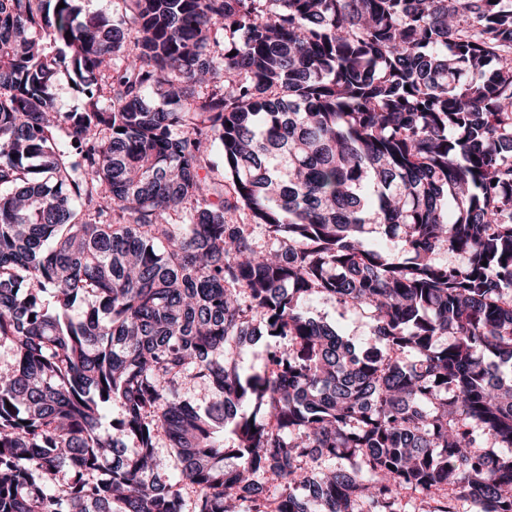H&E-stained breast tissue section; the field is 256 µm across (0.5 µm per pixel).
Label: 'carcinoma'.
I'll use <instances>...</instances> for the list:
<instances>
[{"label": "carcinoma", "instance_id": "carcinoma-1", "mask_svg": "<svg viewBox=\"0 0 512 512\" xmlns=\"http://www.w3.org/2000/svg\"><path fill=\"white\" fill-rule=\"evenodd\" d=\"M85 2L0 0V512H512V0ZM307 307L310 316L336 325L343 335L355 342H363L369 335V318L358 310L344 308L331 297L313 298ZM287 341L278 338L262 337L255 343L244 345L240 350V360L247 368L259 369L266 361L267 350L274 346H285Z\"/></svg>", "mask_w": 512, "mask_h": 512}]
</instances>
